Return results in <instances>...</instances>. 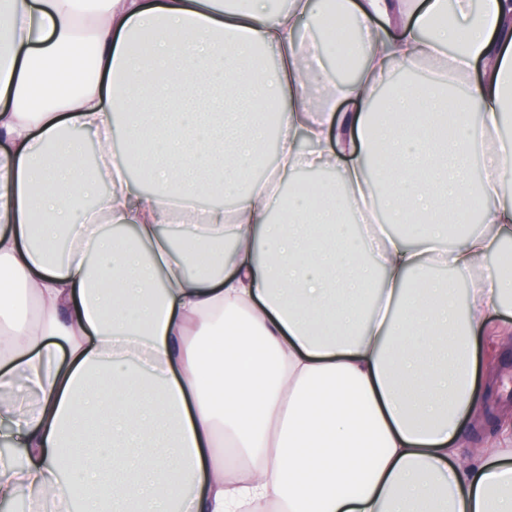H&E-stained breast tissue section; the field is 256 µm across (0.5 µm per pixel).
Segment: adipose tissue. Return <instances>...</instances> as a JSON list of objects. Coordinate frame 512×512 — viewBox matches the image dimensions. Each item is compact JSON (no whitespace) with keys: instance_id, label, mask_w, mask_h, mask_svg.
Wrapping results in <instances>:
<instances>
[{"instance_id":"1","label":"adipose tissue","mask_w":512,"mask_h":512,"mask_svg":"<svg viewBox=\"0 0 512 512\" xmlns=\"http://www.w3.org/2000/svg\"><path fill=\"white\" fill-rule=\"evenodd\" d=\"M9 0L0 14V503L29 512H512V434L477 457V349L512 306V0ZM448 15L445 26L432 21ZM153 30L148 54L130 44ZM451 78L381 91L393 70ZM481 75L471 78L473 68ZM468 90L448 99L452 77ZM354 111L336 116L337 100ZM273 103L279 161L251 180ZM95 132L107 193L74 129ZM150 137L153 189L114 133ZM313 149L301 153L302 143ZM491 166L479 187L466 175ZM334 168L273 218L274 187ZM481 193L478 228L450 240ZM93 208L74 213L75 198ZM408 233L350 228L365 200ZM120 225L107 235L95 214ZM469 279L465 298L430 275ZM239 460L224 463L221 438Z\"/></svg>"}]
</instances>
